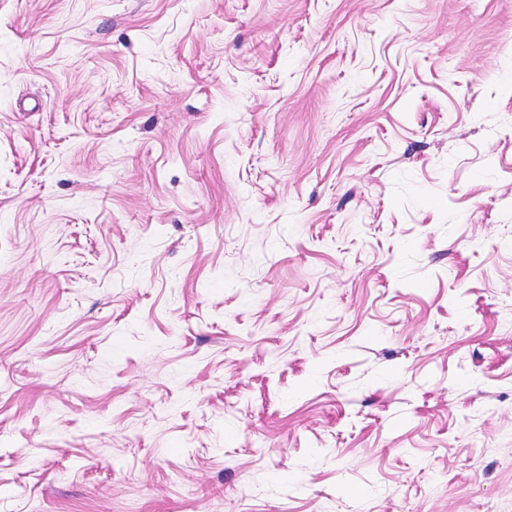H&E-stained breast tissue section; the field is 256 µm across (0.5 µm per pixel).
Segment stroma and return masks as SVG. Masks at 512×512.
<instances>
[{
	"label": "stroma",
	"instance_id": "35a3bbf8",
	"mask_svg": "<svg viewBox=\"0 0 512 512\" xmlns=\"http://www.w3.org/2000/svg\"><path fill=\"white\" fill-rule=\"evenodd\" d=\"M0 512H512V0H0Z\"/></svg>",
	"mask_w": 512,
	"mask_h": 512
}]
</instances>
